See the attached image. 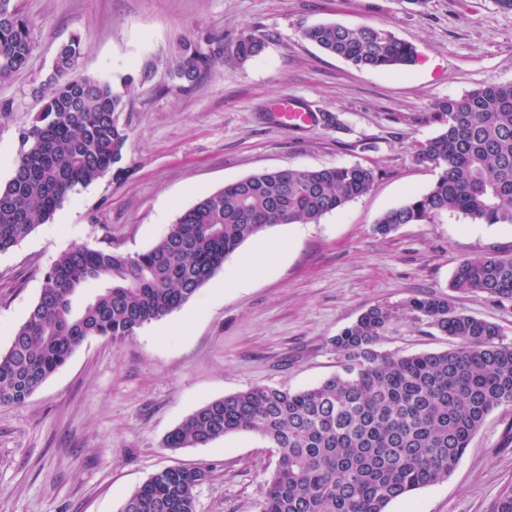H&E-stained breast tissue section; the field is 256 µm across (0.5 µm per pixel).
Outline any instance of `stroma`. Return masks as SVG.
<instances>
[{"mask_svg":"<svg viewBox=\"0 0 512 512\" xmlns=\"http://www.w3.org/2000/svg\"><path fill=\"white\" fill-rule=\"evenodd\" d=\"M35 24L27 66L0 85V182L9 179L18 131L42 106L40 89L61 43L80 36L83 73L130 74L121 119L123 158L73 193L53 219L0 253V350L39 296L43 276L83 243L134 254L151 248L207 192L282 168L361 164L376 181L316 224H276L244 242L260 273L227 287L238 255L181 310L115 344L89 338L18 406H0V512H120L151 474L208 464L195 512H260L277 464L269 442L235 433L173 451L166 436L202 405L256 386L311 387L338 369L333 340L371 307L447 293L457 311L499 325L512 342V302L451 292L457 263L512 254V227L459 214L403 224L378 219L428 191L438 177L415 152L442 128L435 105L512 82V12L494 0H17ZM389 29L418 50L399 71L359 70L303 36L321 23ZM252 33L263 52L231 54ZM210 38L216 59L197 88L173 73L180 38ZM321 114L304 129L267 117L280 96ZM283 240L279 255L261 253ZM410 315L379 344L406 356L450 348ZM512 487V406L491 411L447 480L392 501L387 512H491Z\"/></svg>","mask_w":512,"mask_h":512,"instance_id":"stroma-1","label":"stroma"}]
</instances>
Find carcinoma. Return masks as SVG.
Segmentation results:
<instances>
[{
	"mask_svg": "<svg viewBox=\"0 0 512 512\" xmlns=\"http://www.w3.org/2000/svg\"><path fill=\"white\" fill-rule=\"evenodd\" d=\"M304 37L360 70L414 64L417 49L374 26L320 24ZM209 39H182L174 68L186 87L214 63ZM35 47L31 22L14 0H0V84L23 69ZM265 38L240 37L233 54L258 56ZM81 38L57 51L43 105L19 130L11 177L0 183V253L49 221L77 187L112 171L128 128L120 83L79 71ZM443 128L416 159L438 170L432 187L378 220L401 224L460 213L474 222L512 225V82L437 103ZM376 178L364 165L262 171L202 196L148 250L123 254L75 244L43 276L39 296L11 344L0 351V406L21 405L90 337L114 343L181 309L245 241L274 224H315L367 194ZM450 288L512 301V255L465 258ZM409 312L454 340L440 352L407 356L377 346L398 322L375 306L334 339L339 370L306 389L258 386L213 400L166 437L195 448L252 433L275 448L260 512H386L395 499L448 478L484 418L512 406V342L499 325L458 312L446 294L415 296ZM205 466L153 473L121 512H195Z\"/></svg>",
	"mask_w": 512,
	"mask_h": 512,
	"instance_id": "1",
	"label": "carcinoma"
}]
</instances>
